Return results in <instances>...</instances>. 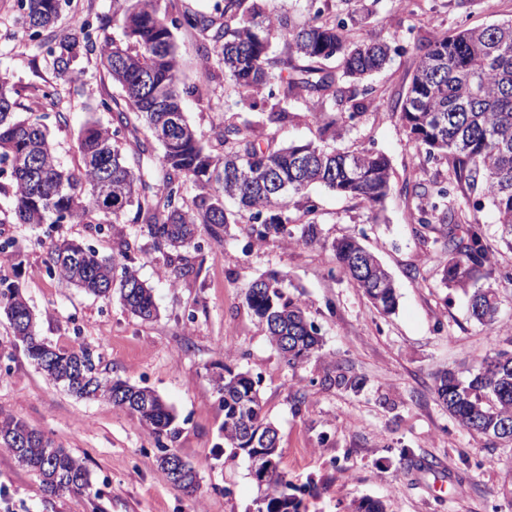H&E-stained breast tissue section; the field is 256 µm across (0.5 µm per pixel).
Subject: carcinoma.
<instances>
[{"instance_id":"obj_1","label":"carcinoma","mask_w":512,"mask_h":512,"mask_svg":"<svg viewBox=\"0 0 512 512\" xmlns=\"http://www.w3.org/2000/svg\"><path fill=\"white\" fill-rule=\"evenodd\" d=\"M69 0H17L19 18L28 35L44 48L43 60L61 79L75 72L79 51L94 55L123 101L102 100L105 111L117 113L108 129L87 121L78 139V171L57 162L46 126L37 118L18 120L13 88L0 76V165H7L9 184L0 185L13 197L15 224H91L98 234L112 233L116 254L102 257L90 244L62 239L47 251L49 274L96 296L117 293L123 308L143 320L156 315L152 289L140 280L135 262L137 241L119 227L126 216L140 225L164 260L171 285L194 272L189 249H199L198 226L213 239L227 225L247 217L246 235L258 241L286 236L302 245L317 241L316 206L303 211L307 221L293 236L286 215L288 198L305 196L319 184L340 196L359 199L375 208L392 190L390 164L381 153L328 150L312 142L278 146L263 138L252 123L219 122L216 139L222 152L207 149L187 121L181 106L178 59L173 30L200 37L198 50L216 59L224 70L229 93L244 100L267 86L274 100L268 119L285 121L289 109L302 105L321 134L340 135L357 115L336 111L344 102L342 84H362L383 69L397 48L386 41L347 35L346 20H335L318 8L304 25L289 16L255 10L239 12L240 0H224L218 14L177 10L172 19L160 13L158 0H112V18L97 23L85 18L70 32L54 34ZM114 28L107 34L108 28ZM285 41L287 51L305 64L288 68L279 61L271 72L272 40ZM336 58L329 71L321 61ZM406 135L429 160L447 159L448 184H417L427 193L418 224L443 242L448 260L441 270L447 288L470 290V316L482 325L496 322L499 297L493 283L501 277L491 259L484 224L477 216L488 205L497 215L500 238L512 248V19L481 28L443 32L419 47L411 82L397 103ZM161 147L153 155L151 142ZM211 193L188 197V185ZM478 192L473 214L459 218L449 187ZM238 205L225 207V199ZM336 267L369 298L389 313L397 302L388 270L356 237L332 243ZM286 276L270 274L247 290L249 308L265 326L270 342L284 361L295 367L313 356L319 333L309 321L299 297L285 291ZM0 316L8 321L14 340L54 383L80 397L106 400L138 416L154 436L166 469L177 451L162 438L170 437L175 415L153 390L103 375L100 356L90 347L79 351L54 349L36 334V318L20 286L0 277ZM214 388L224 411V446L248 458L253 439L274 430L266 421L259 397L260 380L248 372H219ZM435 391L448 413L465 430L505 442L512 432V350L485 355L478 366L436 377ZM28 436L19 453L15 439ZM0 449L35 473L44 491L85 492L92 486L84 463L42 431L22 419L0 412ZM266 473L254 478L263 495L260 512H299V502L279 467L278 448H267Z\"/></svg>"}]
</instances>
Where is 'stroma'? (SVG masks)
Instances as JSON below:
<instances>
[{
	"label": "stroma",
	"mask_w": 512,
	"mask_h": 512,
	"mask_svg": "<svg viewBox=\"0 0 512 512\" xmlns=\"http://www.w3.org/2000/svg\"><path fill=\"white\" fill-rule=\"evenodd\" d=\"M364 26L351 38L369 35L394 41L399 51L369 81L371 94L350 84L346 94L362 109L340 137L321 134L304 116L271 123L247 106L226 107L224 72L204 57L197 40L175 31L180 84L211 81L203 95L184 99L188 122L204 143L213 140L218 119L261 122L278 144L312 141L356 152L386 155L393 190L385 203L363 201L315 186L318 240L306 246L289 239L260 242L242 225H229L221 239L201 236V250L188 259L195 273L170 285L161 255L150 246L138 252L140 278L154 290L158 315L150 321L128 313L118 298L95 297L67 287L47 273L48 247L58 238L85 240L111 255V236L86 224H0V239H14L21 268L0 265V277L19 282L37 316V331L53 347H97L107 375L155 391L175 414L168 439L199 474V488L188 495L173 487L155 458L154 438L128 411L98 400L75 397L43 375L13 345L0 318V411L49 434L82 459L92 486L83 494L44 492L39 478L0 450V491L15 512H257L260 493L243 457L224 451L219 406L212 376L221 368L250 372L260 379L268 421L278 430L281 467L300 490L301 512H352L365 497L381 499L386 512H512L503 485L512 479V445L468 433L449 415L434 391L435 376L463 371L486 353L506 348L512 336V282L497 285L502 301L493 326L473 320L467 298L440 282L448 254L442 244L422 242L415 221L416 199L405 183L447 181L448 163L427 161L401 127L394 109L415 68L417 48L437 33L483 27L512 19V0H372ZM16 0H0V74L9 77L23 117H40L57 160L78 162L76 142L86 121L104 126L112 113L100 102L121 91L94 63H83L77 82L64 92L61 109L42 102L57 84L39 61L37 41L18 23ZM67 123L56 120L57 112ZM358 237L391 273L398 295L393 313L377 311L335 266L331 244ZM273 272L286 274L307 315L319 329L322 349L289 368L271 345L264 327L246 303V288ZM358 378L352 392L336 383L338 372Z\"/></svg>",
	"instance_id": "35a3bbf8"
}]
</instances>
